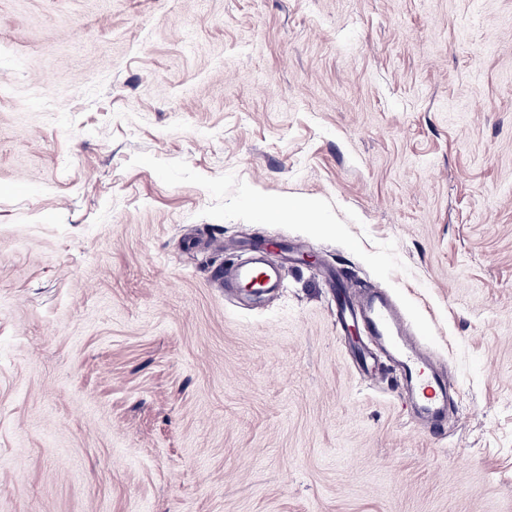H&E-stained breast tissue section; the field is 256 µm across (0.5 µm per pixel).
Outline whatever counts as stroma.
Listing matches in <instances>:
<instances>
[{"instance_id": "35a3bbf8", "label": "stroma", "mask_w": 512, "mask_h": 512, "mask_svg": "<svg viewBox=\"0 0 512 512\" xmlns=\"http://www.w3.org/2000/svg\"><path fill=\"white\" fill-rule=\"evenodd\" d=\"M0 512H512V0H0ZM249 204L258 212L276 220L304 221L306 224H332L320 202L314 199L271 207L250 198ZM255 261L249 265L241 267L236 275V284L244 283L251 279H259L265 277L266 287L272 288L278 281L279 270L266 263V248H257L253 251ZM351 294L349 318L362 323L383 344L402 388L410 393L415 406L430 417V429L438 432L448 406L447 377L422 355L419 341L407 331L402 310L386 292L371 285L366 292Z\"/></svg>"}]
</instances>
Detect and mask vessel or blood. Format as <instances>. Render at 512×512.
<instances>
[{
  "label": "vessel or blood",
  "instance_id": "1",
  "mask_svg": "<svg viewBox=\"0 0 512 512\" xmlns=\"http://www.w3.org/2000/svg\"><path fill=\"white\" fill-rule=\"evenodd\" d=\"M254 255V262L238 270L237 282L261 278L267 285H274L279 271L266 263V248L255 249ZM350 321L363 324L383 344L402 388L410 393L415 406L429 416L431 430H439L448 405V380L422 355L417 338L407 331L400 307L373 285L366 292L354 293L348 315L339 318L343 325Z\"/></svg>",
  "mask_w": 512,
  "mask_h": 512
}]
</instances>
